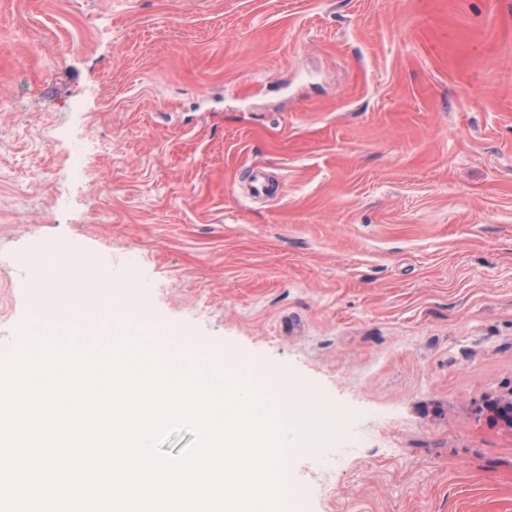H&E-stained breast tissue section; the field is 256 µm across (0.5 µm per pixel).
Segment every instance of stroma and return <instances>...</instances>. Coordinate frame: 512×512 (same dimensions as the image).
Returning <instances> with one entry per match:
<instances>
[{
  "instance_id": "stroma-1",
  "label": "stroma",
  "mask_w": 512,
  "mask_h": 512,
  "mask_svg": "<svg viewBox=\"0 0 512 512\" xmlns=\"http://www.w3.org/2000/svg\"><path fill=\"white\" fill-rule=\"evenodd\" d=\"M29 251L301 381L299 512H512V0H0V351ZM485 407L491 425L512 429V391L509 392V396L489 399Z\"/></svg>"
}]
</instances>
